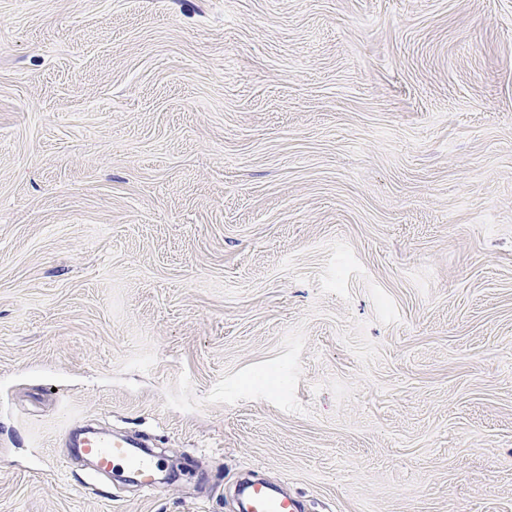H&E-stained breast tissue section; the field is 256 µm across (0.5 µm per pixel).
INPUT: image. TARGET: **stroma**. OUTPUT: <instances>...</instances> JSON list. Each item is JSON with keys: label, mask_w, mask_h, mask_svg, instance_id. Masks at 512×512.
I'll use <instances>...</instances> for the list:
<instances>
[{"label": "stroma", "mask_w": 512, "mask_h": 512, "mask_svg": "<svg viewBox=\"0 0 512 512\" xmlns=\"http://www.w3.org/2000/svg\"><path fill=\"white\" fill-rule=\"evenodd\" d=\"M251 474L512 512V0H0V512ZM124 442H117L115 436L113 438L101 437L98 434V439L94 442H86L85 437L80 441L79 448H82L83 453L93 456L99 463V468L102 471L111 473L119 463H125L128 467H133L135 471L140 472L145 476L142 480V488L145 490L151 489L154 484L147 477L151 472H155L159 466V460H156L153 455L129 457L124 453L121 448H133L136 442L131 438H123ZM126 445V447H125Z\"/></svg>", "instance_id": "stroma-1"}]
</instances>
